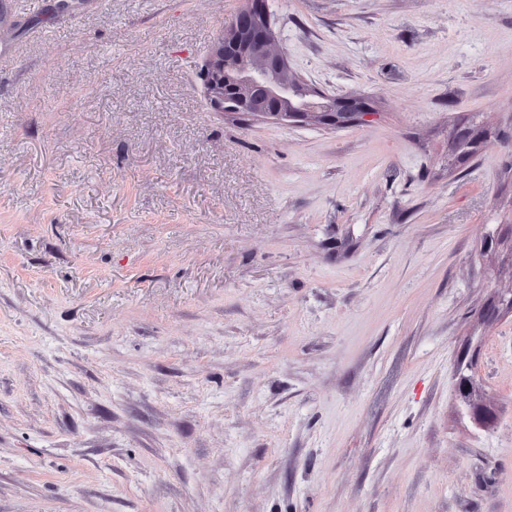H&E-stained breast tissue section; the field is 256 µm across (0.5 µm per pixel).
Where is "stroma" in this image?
I'll list each match as a JSON object with an SVG mask.
<instances>
[{
  "label": "stroma",
  "mask_w": 512,
  "mask_h": 512,
  "mask_svg": "<svg viewBox=\"0 0 512 512\" xmlns=\"http://www.w3.org/2000/svg\"><path fill=\"white\" fill-rule=\"evenodd\" d=\"M241 5L0 0V512H512V0H268L336 129L210 106ZM457 392L460 402L475 421L487 424L492 420V414L486 405L474 401L472 395L475 390V377L471 373L460 372L457 377Z\"/></svg>",
  "instance_id": "obj_1"
}]
</instances>
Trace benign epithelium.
<instances>
[{
  "label": "benign epithelium",
  "instance_id": "7a95c632",
  "mask_svg": "<svg viewBox=\"0 0 512 512\" xmlns=\"http://www.w3.org/2000/svg\"><path fill=\"white\" fill-rule=\"evenodd\" d=\"M275 41L267 0H244L235 21L217 37L206 63L204 89L214 110L233 119L245 115L281 124L314 119L334 128L367 121L373 115V106L361 98L338 99L294 76L287 52L275 47ZM252 46L266 50L261 67L231 66L232 59ZM455 138L461 149L480 143L483 131L477 127L461 129ZM474 390V375L458 373L460 402L475 421L487 424L492 414L487 406L474 401Z\"/></svg>",
  "mask_w": 512,
  "mask_h": 512
}]
</instances>
